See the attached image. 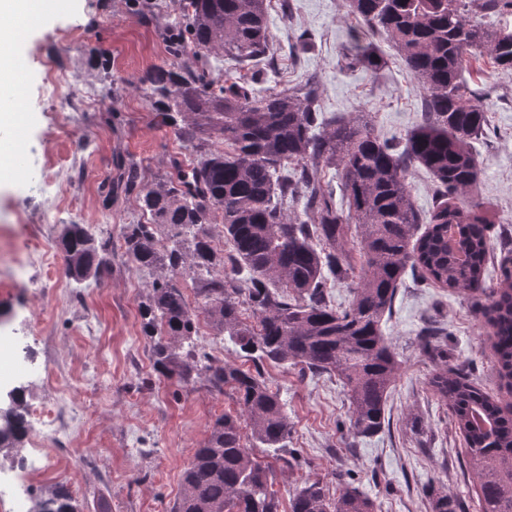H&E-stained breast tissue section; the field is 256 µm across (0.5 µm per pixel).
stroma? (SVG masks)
<instances>
[{"mask_svg":"<svg viewBox=\"0 0 512 512\" xmlns=\"http://www.w3.org/2000/svg\"><path fill=\"white\" fill-rule=\"evenodd\" d=\"M63 12L32 20L25 48L28 68L20 102L25 169L0 178V347L12 371L0 391L22 388L27 407L56 413L45 425L43 449L32 459L38 488L65 485L83 512H171L181 478L219 415L236 412L230 391L202 376L184 383L153 368L142 308L152 273L127 257L125 224L139 220L134 197L120 184L127 167L140 180L166 176L173 159H187L184 143L162 124L127 81L168 58L162 30L176 16L173 0H68ZM276 53L263 87L283 89L308 75L319 79L326 114L366 112L384 138L402 137L417 122L421 89L376 33L356 27L345 0H290L289 11H268ZM308 30L307 43L298 40ZM376 45L387 64L379 72L348 66L352 36ZM70 76L72 111L57 114L37 101L51 70ZM115 81L105 86L104 72ZM472 86L489 87L491 133L475 143L481 175L474 192L495 226L512 230V71L479 61L467 72ZM98 92L85 110L81 92ZM88 224L108 240L110 261L100 280L67 277L62 252L46 255L62 225ZM446 327L448 364L471 372L502 404L512 391L495 369V352L480 310L465 292L426 287L405 277L382 331L400 364L390 389L387 425L354 437L349 406L335 377L265 363L291 421L290 466L277 470L282 498L309 482L330 495L358 488L381 512H432L448 495L458 512H478L466 447L429 382L440 366L422 349L425 324Z\"/></svg>","mask_w":512,"mask_h":512,"instance_id":"stroma-1","label":"stroma"}]
</instances>
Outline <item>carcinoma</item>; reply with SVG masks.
I'll use <instances>...</instances> for the list:
<instances>
[{"label":"carcinoma","instance_id":"obj_1","mask_svg":"<svg viewBox=\"0 0 512 512\" xmlns=\"http://www.w3.org/2000/svg\"><path fill=\"white\" fill-rule=\"evenodd\" d=\"M268 2L185 0L183 22L166 28L172 59L136 85L194 155L188 166L173 161L162 181L144 184L130 169L123 183L149 215L125 225V253L141 269L163 270L143 309L154 369L179 382L203 375L218 390L230 388L239 406L216 417L195 449L174 512H379L356 488L330 497L316 481L283 507L275 469L257 449L289 465L284 403L260 369L215 365L196 353L199 313L256 365L336 375L349 398L350 430L366 438L385 425L399 363L382 322L409 273L473 296L491 329L499 374L512 387V269L503 267L498 287L486 284L491 221L467 196L480 176L474 141L488 119L481 93L464 78L480 58L512 71V29L489 22L512 15V0H346L356 22L392 46L422 89L421 122L398 141L376 134L362 112L325 115L313 76L286 91L256 88L263 62L273 58ZM189 51L193 67L182 61ZM212 57L230 66L214 76ZM347 58L373 71L385 65L357 40ZM415 167L435 181L426 214L411 201ZM208 224L224 225L226 255L212 246ZM61 245L72 280L106 271L107 243L88 225H64ZM189 268L199 276L196 307L182 291ZM353 278L350 304L335 307L329 284ZM439 335L423 328L424 348L445 365V351L434 345ZM431 384L463 436L479 512H512V411L463 369L446 368ZM28 429L20 394L11 432L20 442ZM35 512L78 507L56 486L36 497Z\"/></svg>","mask_w":512,"mask_h":512}]
</instances>
